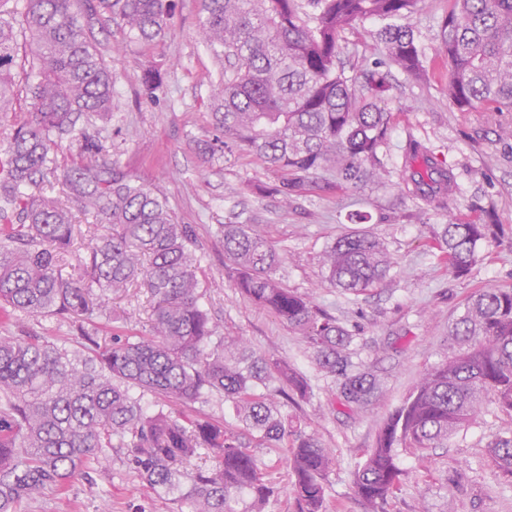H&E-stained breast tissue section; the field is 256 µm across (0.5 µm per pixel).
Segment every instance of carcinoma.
I'll return each mask as SVG.
<instances>
[{
	"instance_id": "carcinoma-1",
	"label": "carcinoma",
	"mask_w": 512,
	"mask_h": 512,
	"mask_svg": "<svg viewBox=\"0 0 512 512\" xmlns=\"http://www.w3.org/2000/svg\"><path fill=\"white\" fill-rule=\"evenodd\" d=\"M199 3L200 30L219 65L211 94L219 135L203 142V153L248 150L282 173L278 191L287 199L320 171L348 189L388 175L393 115L380 102L391 68L409 80L425 75L410 24L419 0ZM100 19L116 25L123 45L141 49L157 47L171 29L167 0H0V121L19 94L30 100L0 149V318L17 329L0 336V512L69 487L99 449L112 447L114 435L150 488L178 493L177 512H265L274 490L244 435L285 449L297 512H328L335 453L281 415L274 400L277 393L309 398L306 380L220 331L203 304L192 227L178 223L164 196L117 168L90 136L96 122L112 118L114 74L92 28ZM371 20L384 22L377 41L386 69L350 75L356 64L342 61L339 42ZM21 37L29 45L22 56ZM438 53L456 109L512 112V0H452ZM65 132L81 145L62 166L57 137ZM406 162L408 195L428 201L451 191L452 171L421 141H407ZM74 208L93 214L97 227L77 274L65 277ZM220 233L235 288L302 336L317 367L341 380L344 404L359 409L379 397L380 380L352 360L353 335L276 276L282 257L272 242L251 224H224ZM496 236L486 222H450L429 247L463 276ZM321 263L331 286L352 293L380 283L390 269L384 243L369 234L337 238ZM133 287L151 295L149 333L108 340L84 327L111 318L104 300ZM51 315L77 324L80 349L32 335L21 322ZM444 347L353 473L354 494L369 512H385L400 493V453L425 460L478 422L489 403L512 418V289L479 290L452 322ZM132 388L185 410L148 414ZM214 393L231 402L243 430L187 412ZM201 448L215 465L182 473ZM487 460L512 478V428L490 441Z\"/></svg>"
}]
</instances>
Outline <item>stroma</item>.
I'll list each match as a JSON object with an SVG mask.
<instances>
[{
    "label": "stroma",
    "mask_w": 512,
    "mask_h": 512,
    "mask_svg": "<svg viewBox=\"0 0 512 512\" xmlns=\"http://www.w3.org/2000/svg\"><path fill=\"white\" fill-rule=\"evenodd\" d=\"M450 0H420L411 19L430 57L429 78L409 81L395 74L384 105L395 121L387 153L388 183L340 190L316 175L308 189L285 200L279 175L247 150L236 148L207 161L197 144L216 135L207 106L215 59L198 33V0H172V30L157 48L115 52L117 32H99L103 54L117 75L112 118L98 134L117 165L132 178L165 195L179 223L191 225L203 244L207 283L204 302L225 335L239 336L257 355L287 362L307 379L312 393L284 414L299 418L307 432L336 453L329 477V512H364L352 489L354 470L372 446L378 425L397 407L422 374L438 362L448 327L465 301L483 288H512V112L461 111L448 102V67L435 60L439 25ZM157 66L162 85L146 97L138 82ZM415 138L446 160L455 177L447 198L429 202L404 194L406 141ZM365 215L353 224V214ZM483 220L497 226L498 243L487 259L464 276L426 242L452 220ZM223 224H255L283 257L278 277L349 330L353 360L378 374L382 395L365 411L338 405L335 380L318 370L302 337L271 313L244 299L225 265ZM360 230L381 239L391 268L376 288L354 295L331 287L319 259L341 235ZM116 318L102 335H142L149 330L151 298L132 288L109 300ZM506 416L488 410L481 422L433 449L431 477L421 478L414 456L402 454L403 487L387 512H512V479L492 469L487 445L505 428ZM276 490L266 512H296L289 493V467L280 448H258ZM168 495L149 488L124 448L101 449L66 495L36 494L16 512H172Z\"/></svg>",
    "instance_id": "obj_1"
}]
</instances>
